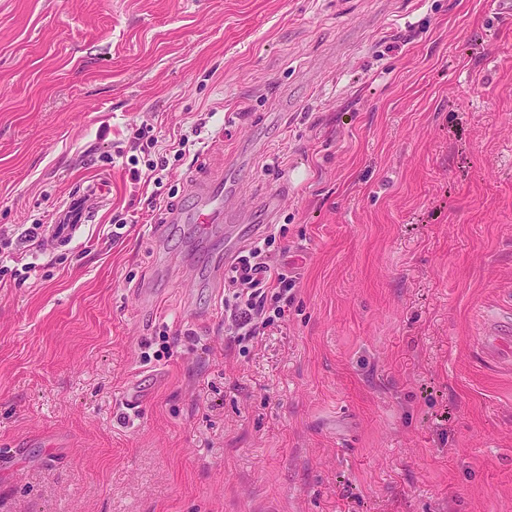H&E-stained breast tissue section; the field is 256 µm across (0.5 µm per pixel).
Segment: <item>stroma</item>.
<instances>
[{
    "label": "stroma",
    "mask_w": 512,
    "mask_h": 512,
    "mask_svg": "<svg viewBox=\"0 0 512 512\" xmlns=\"http://www.w3.org/2000/svg\"><path fill=\"white\" fill-rule=\"evenodd\" d=\"M203 114L148 212L130 134ZM99 179L36 272L0 253V512H512L499 0H0V230ZM213 182L228 225L165 224ZM272 224L288 316L225 350L224 237ZM487 336L482 339V351L486 355L495 358V354L506 355L508 358L511 353L512 336L510 333L502 336L500 333L494 330L486 332Z\"/></svg>",
    "instance_id": "35a3bbf8"
}]
</instances>
